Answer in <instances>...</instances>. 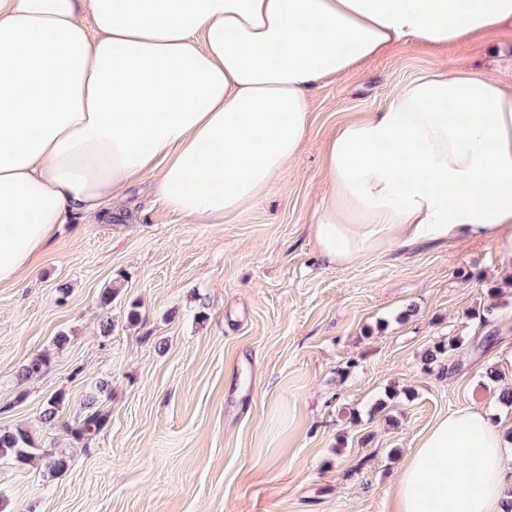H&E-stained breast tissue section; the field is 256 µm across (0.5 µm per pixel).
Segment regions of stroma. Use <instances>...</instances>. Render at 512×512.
Here are the masks:
<instances>
[{"instance_id":"obj_1","label":"stroma","mask_w":512,"mask_h":512,"mask_svg":"<svg viewBox=\"0 0 512 512\" xmlns=\"http://www.w3.org/2000/svg\"><path fill=\"white\" fill-rule=\"evenodd\" d=\"M464 67L511 84L512 31L395 47L321 81L305 148L224 223L186 222L149 174L119 210L59 225L36 271L0 287V428L36 446L27 463L0 459L8 512H393L395 476L436 419L463 406L512 419L498 399L512 385L511 242L390 244L330 266L310 234L340 124ZM41 353L48 370L19 381ZM59 393L62 419L96 395L109 424L76 442L42 418ZM61 454L68 470L50 473L45 456Z\"/></svg>"}]
</instances>
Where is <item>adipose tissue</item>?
<instances>
[{"label":"adipose tissue","mask_w":512,"mask_h":512,"mask_svg":"<svg viewBox=\"0 0 512 512\" xmlns=\"http://www.w3.org/2000/svg\"><path fill=\"white\" fill-rule=\"evenodd\" d=\"M505 29L512 0H0V286L145 173L187 222L223 223L302 150L321 80ZM322 157L311 235L330 265L389 241L512 240V85L485 72L418 77ZM511 435L468 407L438 418L395 512H505Z\"/></svg>","instance_id":"ef3b65f1"}]
</instances>
